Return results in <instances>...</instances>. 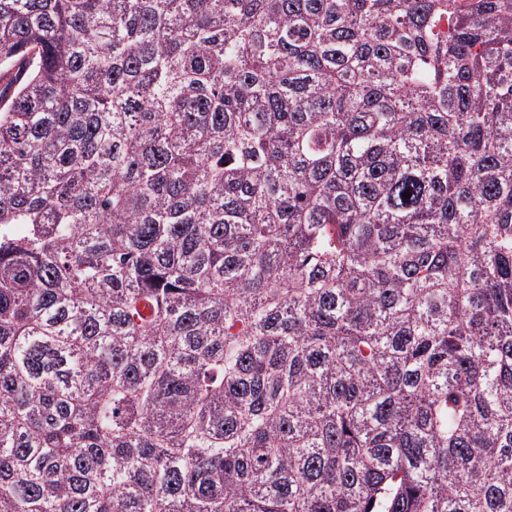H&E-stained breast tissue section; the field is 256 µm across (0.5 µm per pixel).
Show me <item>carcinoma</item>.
<instances>
[{
  "mask_svg": "<svg viewBox=\"0 0 512 512\" xmlns=\"http://www.w3.org/2000/svg\"><path fill=\"white\" fill-rule=\"evenodd\" d=\"M0 512H512V0H0Z\"/></svg>",
  "mask_w": 512,
  "mask_h": 512,
  "instance_id": "obj_1",
  "label": "carcinoma"
}]
</instances>
